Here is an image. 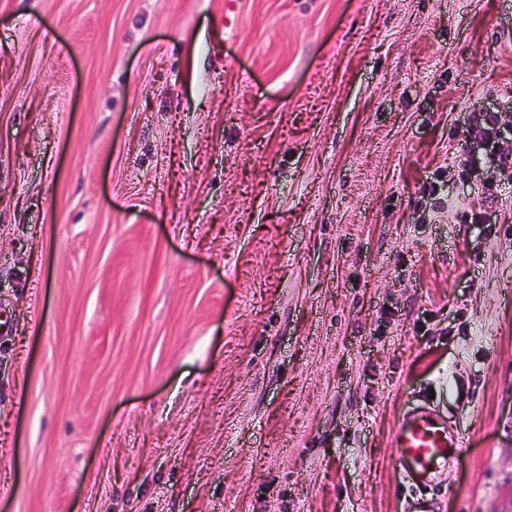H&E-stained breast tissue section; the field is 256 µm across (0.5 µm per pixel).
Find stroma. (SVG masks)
<instances>
[{
  "label": "stroma",
  "mask_w": 512,
  "mask_h": 512,
  "mask_svg": "<svg viewBox=\"0 0 512 512\" xmlns=\"http://www.w3.org/2000/svg\"><path fill=\"white\" fill-rule=\"evenodd\" d=\"M475 105L512 154V0H0V512H412L429 395L512 512ZM501 123L500 112L475 108L470 113L469 132L482 144L495 143V139L498 138L500 133Z\"/></svg>",
  "instance_id": "stroma-1"
}]
</instances>
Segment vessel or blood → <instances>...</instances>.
<instances>
[{
    "instance_id": "1",
    "label": "vessel or blood",
    "mask_w": 512,
    "mask_h": 512,
    "mask_svg": "<svg viewBox=\"0 0 512 512\" xmlns=\"http://www.w3.org/2000/svg\"><path fill=\"white\" fill-rule=\"evenodd\" d=\"M393 445L397 464L413 486H425L446 470L465 446L463 437L449 430L447 419L433 402L424 400L398 420Z\"/></svg>"
}]
</instances>
